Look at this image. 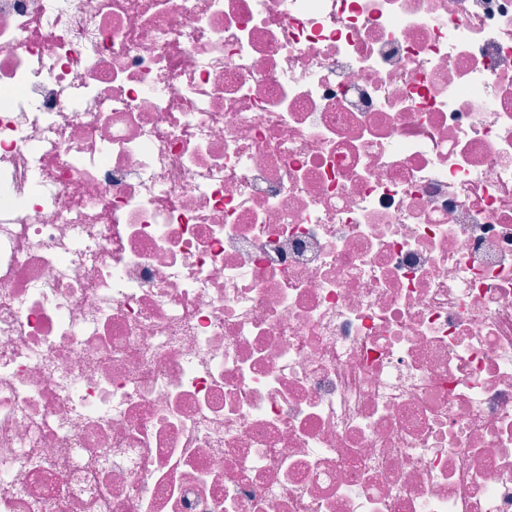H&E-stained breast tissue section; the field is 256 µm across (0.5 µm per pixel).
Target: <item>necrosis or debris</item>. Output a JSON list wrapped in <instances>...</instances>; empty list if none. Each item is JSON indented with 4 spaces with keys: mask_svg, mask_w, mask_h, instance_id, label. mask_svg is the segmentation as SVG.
I'll return each instance as SVG.
<instances>
[{
    "mask_svg": "<svg viewBox=\"0 0 512 512\" xmlns=\"http://www.w3.org/2000/svg\"><path fill=\"white\" fill-rule=\"evenodd\" d=\"M0 512H512V0H0Z\"/></svg>",
    "mask_w": 512,
    "mask_h": 512,
    "instance_id": "4bbe7bcc",
    "label": "necrosis or debris"
}]
</instances>
